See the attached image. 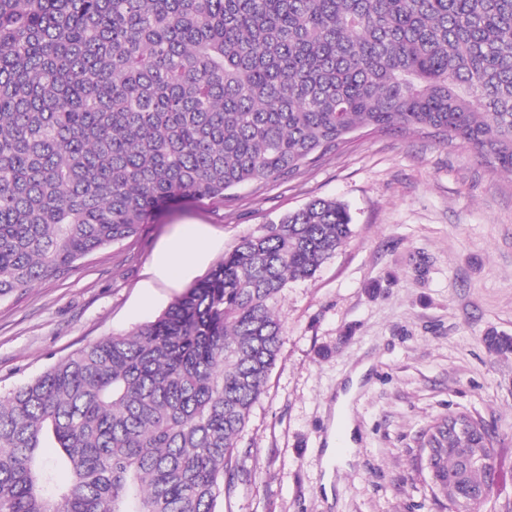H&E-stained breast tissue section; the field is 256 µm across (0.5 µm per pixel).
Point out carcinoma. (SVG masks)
Returning <instances> with one entry per match:
<instances>
[{
	"instance_id": "1",
	"label": "carcinoma",
	"mask_w": 512,
	"mask_h": 512,
	"mask_svg": "<svg viewBox=\"0 0 512 512\" xmlns=\"http://www.w3.org/2000/svg\"><path fill=\"white\" fill-rule=\"evenodd\" d=\"M362 128L512 174V0H0V299L184 196L300 169ZM352 234L317 198L136 330L0 397V512H217L282 344L274 308ZM512 354V336H484ZM421 469L447 512L496 479L480 417Z\"/></svg>"
}]
</instances>
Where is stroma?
Wrapping results in <instances>:
<instances>
[{"label": "stroma", "instance_id": "1", "mask_svg": "<svg viewBox=\"0 0 512 512\" xmlns=\"http://www.w3.org/2000/svg\"><path fill=\"white\" fill-rule=\"evenodd\" d=\"M315 198L346 204L352 235L283 291L282 347L222 512H440L415 458L430 422L463 410L496 433L497 477L480 512H512V355L482 341L512 335V176L425 132L361 130L297 177L178 200L137 234L0 300V395L155 320L244 237ZM185 247L193 257L173 262ZM362 364L349 406L355 449L328 485L338 389Z\"/></svg>", "mask_w": 512, "mask_h": 512}]
</instances>
